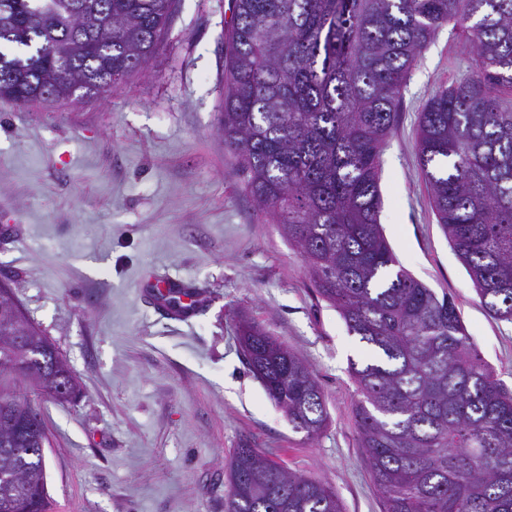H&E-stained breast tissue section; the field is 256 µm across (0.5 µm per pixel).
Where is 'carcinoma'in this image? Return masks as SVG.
<instances>
[{
  "instance_id": "carcinoma-1",
  "label": "carcinoma",
  "mask_w": 512,
  "mask_h": 512,
  "mask_svg": "<svg viewBox=\"0 0 512 512\" xmlns=\"http://www.w3.org/2000/svg\"><path fill=\"white\" fill-rule=\"evenodd\" d=\"M174 0H0V99L52 105L144 70ZM464 24L467 76L420 112L432 209L485 307L512 322V0H233L224 146L265 222L300 250L319 295L372 352L351 363L359 445L383 512H512V392L479 356L451 298L403 269L380 224V155L417 57ZM0 282V373L72 377ZM29 337L30 353L2 339ZM252 374L309 439L328 423L309 367L266 330L240 329ZM40 430L0 421V505L47 512ZM224 512H343L326 483L245 442Z\"/></svg>"
}]
</instances>
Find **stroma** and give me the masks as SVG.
<instances>
[{
	"label": "stroma",
	"mask_w": 512,
	"mask_h": 512,
	"mask_svg": "<svg viewBox=\"0 0 512 512\" xmlns=\"http://www.w3.org/2000/svg\"><path fill=\"white\" fill-rule=\"evenodd\" d=\"M232 0H175L146 69L51 107L0 99V274L78 384L36 397L49 512H224L226 463L248 442L330 485L344 512H382L353 417L351 362L367 348L317 294L304 257L255 200L217 119ZM461 26L412 67L381 155L383 233L399 264L454 300L468 335L512 392V322L481 303L431 208L416 152L428 97L467 70ZM168 277L203 290L186 322L140 290ZM298 355L329 423L294 431L249 371L241 322Z\"/></svg>",
	"instance_id": "stroma-1"
}]
</instances>
